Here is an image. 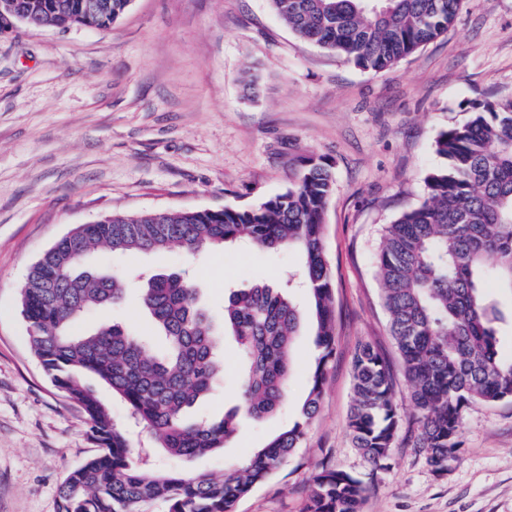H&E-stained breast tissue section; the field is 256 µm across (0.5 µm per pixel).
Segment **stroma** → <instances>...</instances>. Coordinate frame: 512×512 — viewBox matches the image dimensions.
Masks as SVG:
<instances>
[{
    "label": "stroma",
    "mask_w": 512,
    "mask_h": 512,
    "mask_svg": "<svg viewBox=\"0 0 512 512\" xmlns=\"http://www.w3.org/2000/svg\"><path fill=\"white\" fill-rule=\"evenodd\" d=\"M259 76L255 97L243 76ZM512 96V0H464L447 34L391 70L373 74L295 35L267 0H131L103 29L0 36V512H60L68 473L94 456L86 417L43 371L29 345L20 291L30 267L60 237L113 213L247 208L285 192L305 158L332 167L336 192L324 224L336 303V356L301 448L236 512H302L322 468L360 479L363 512H512V401L464 410L460 448L435 472L411 438L414 406L388 334L376 263L385 224L417 204L439 162L437 135L471 104ZM95 267L156 273L192 266L200 297L221 319L224 293L276 285L300 264L294 251L233 244L179 252L95 251ZM118 322L153 332L137 289L92 310L85 326ZM376 344L394 370L402 426L386 468L354 448L347 429L352 361ZM316 355L300 317L288 400L244 421L224 451L182 462L222 476L287 426L307 392ZM241 363L224 342V376L195 408L221 418L239 399ZM128 428L134 459L166 463L126 404L84 377Z\"/></svg>",
    "instance_id": "35a3bbf8"
}]
</instances>
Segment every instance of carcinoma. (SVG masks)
<instances>
[{"label":"carcinoma","instance_id":"carcinoma-1","mask_svg":"<svg viewBox=\"0 0 512 512\" xmlns=\"http://www.w3.org/2000/svg\"><path fill=\"white\" fill-rule=\"evenodd\" d=\"M41 5L46 27L77 24L85 0H19ZM92 22L112 25L129 0H107ZM299 37L345 62L384 73L445 35L462 0H267ZM441 163L424 178L422 201L383 228L377 254L389 334L411 388L413 445L438 473L456 458L464 409L512 400V355L499 346L512 323L494 291L512 297V98L472 106L468 119L442 131ZM335 192L331 165L309 157L291 187L244 208L114 214L81 224L30 267L21 314L31 349L55 386L83 409L100 453L67 475L60 512H143L163 500L169 512H235L237 502L277 472L302 446L320 407L328 363L336 354V311L323 246L324 214ZM244 240L258 251H296L300 278L315 316L318 350L308 393L296 419L266 446L215 478L156 470L134 461L128 437L108 407L84 386L88 374L125 401L131 414L169 455L193 459L224 449L239 421H261L286 401L293 374L299 309L291 293L268 284L236 289L224 299L216 326L198 303L195 282L180 272L141 284V303L165 338L153 355L145 338L119 325L80 333L90 310L117 305L123 281L84 268L99 247L114 253L179 251L195 256ZM241 352V401L221 419L191 420L224 371V335ZM389 362L370 342L353 356L348 432L353 447L384 468L401 428ZM366 487L353 475L325 468L307 490L304 512H362Z\"/></svg>","mask_w":512,"mask_h":512}]
</instances>
